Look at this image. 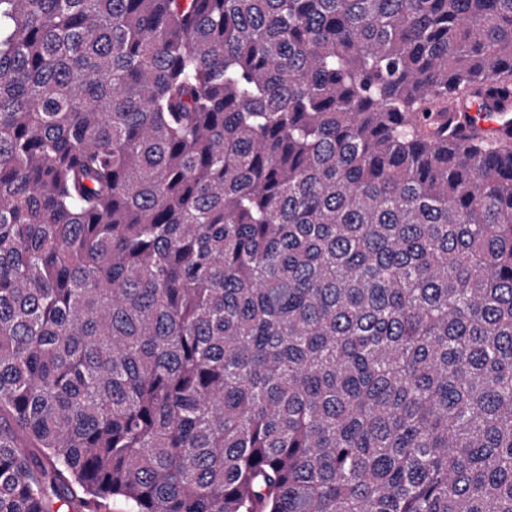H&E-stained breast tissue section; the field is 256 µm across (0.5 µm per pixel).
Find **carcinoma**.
I'll list each match as a JSON object with an SVG mask.
<instances>
[{
    "mask_svg": "<svg viewBox=\"0 0 512 512\" xmlns=\"http://www.w3.org/2000/svg\"><path fill=\"white\" fill-rule=\"evenodd\" d=\"M512 0H0V512H512Z\"/></svg>",
    "mask_w": 512,
    "mask_h": 512,
    "instance_id": "carcinoma-1",
    "label": "carcinoma"
}]
</instances>
